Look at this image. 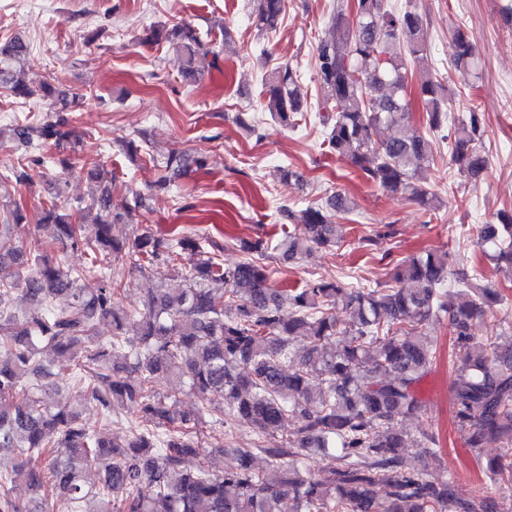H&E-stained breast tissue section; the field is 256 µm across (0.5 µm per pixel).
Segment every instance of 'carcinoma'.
Listing matches in <instances>:
<instances>
[{
  "instance_id": "carcinoma-1",
  "label": "carcinoma",
  "mask_w": 512,
  "mask_h": 512,
  "mask_svg": "<svg viewBox=\"0 0 512 512\" xmlns=\"http://www.w3.org/2000/svg\"><path fill=\"white\" fill-rule=\"evenodd\" d=\"M283 11L284 0H254L257 29L275 30ZM331 28L334 34L320 41L317 52L318 112L328 127V147L348 158L366 181L433 206L437 195L416 178L418 165L432 153L431 141L405 129L410 60L419 66L417 92L430 130L448 126L445 86L424 66L429 34L422 13L413 0L401 9L387 0H353L349 8L333 7ZM144 41L169 44L190 82L198 78L199 55L209 52L188 22L154 27ZM453 43L456 66L473 70L475 46L459 27ZM27 53L19 38L0 44V83L11 84L23 101L38 98L45 113L8 129L31 152L0 180L27 182L30 171L45 165L40 148L50 142L70 148L59 164L81 166L98 192L73 212L50 202L41 223L53 225L52 242L30 250L12 234L26 219L23 209L10 200L0 204V454L17 455L13 470L0 472V512H46L38 505L40 493L55 495L60 512H77L93 497L99 507L87 512H494L486 491L461 498L452 478L431 482L408 467L403 449L426 448L436 457L438 442L425 432L421 440L411 439L398 421L424 411L416 385L433 359L426 328L445 314L459 357L452 385L457 426L471 448L489 439L501 442L483 473L490 485L512 492V335L477 334L486 313L506 301L500 290L479 285L482 274L474 269L459 277L458 302L448 305L440 289L449 274L446 251L394 267L391 279L412 282L413 288H365L324 278L306 288H275L279 268L261 261L260 241L240 243L260 256L226 266L218 258L221 247L196 234L170 240L146 225L132 243L115 237L113 226L125 222L131 207H146L145 197L128 186L131 200L112 202L115 177L78 152L66 115L68 89L46 81L37 95L14 78V66ZM262 94L263 110L282 126H293L307 106L299 74L287 64L265 77ZM380 126L393 132L376 141ZM481 136L474 109L447 135L451 162L470 180L486 168L475 148ZM204 165L200 155L174 152L153 163L149 188L167 192L176 179ZM87 208L96 210L90 230L77 222ZM347 209V198L336 194L323 206L287 210L275 260L289 264L314 246L335 245L343 230L332 217ZM390 237L377 233L362 244L385 260L390 252L383 244ZM481 237L489 256L512 270V213L484 225ZM67 248L87 252L84 267L68 265ZM185 254L192 259L186 287L158 288L138 310L117 306L116 262L130 256L138 268L157 270L176 266ZM90 277L96 287H79ZM25 300L40 303L42 313L19 315L17 303ZM338 308L348 322L336 315ZM103 322L112 325L107 338L97 335ZM64 371L84 386L105 418L119 422L135 408L151 427L135 422L123 437L97 435L82 408L46 400L44 389L56 386ZM313 371L322 376L316 392L309 383ZM164 374L204 398L221 396L217 421L245 422L264 444L236 449V465L221 474L182 472L185 459L200 448L203 414L181 412L157 396L154 379ZM295 416L296 438L272 441ZM308 448L330 461L317 478L300 461ZM256 450L266 456L268 469L253 467ZM96 464L103 469L93 490L87 474ZM18 483L35 497H14Z\"/></svg>"
}]
</instances>
